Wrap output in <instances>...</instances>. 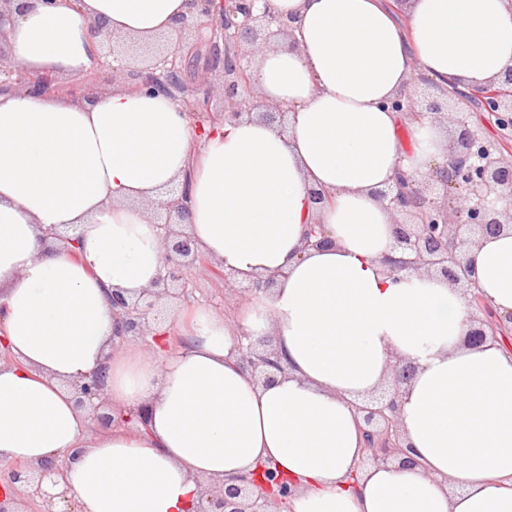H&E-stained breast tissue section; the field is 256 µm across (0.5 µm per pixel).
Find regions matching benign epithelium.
I'll return each instance as SVG.
<instances>
[{"instance_id": "obj_1", "label": "benign epithelium", "mask_w": 512, "mask_h": 512, "mask_svg": "<svg viewBox=\"0 0 512 512\" xmlns=\"http://www.w3.org/2000/svg\"><path fill=\"white\" fill-rule=\"evenodd\" d=\"M196 14L180 21V29L194 23L204 34L199 43L204 46L206 72L221 76L224 106L212 108L210 93L199 94L189 88L183 78V60L197 51V46L182 43H153L140 47L146 57L144 66L132 73V86L168 94L190 91L193 99L205 106L210 121L233 122L259 111L261 117L273 123L284 122L288 109L281 105H266L251 96V64L258 45H267L275 36L286 34L287 24L268 6L267 0H191ZM130 50L126 39L105 35L97 56L122 58ZM54 84L45 74L30 76L26 66L13 61L0 67V88L15 87L41 91ZM512 86V68L501 78L471 93L484 109L495 116L496 122L512 127V94L501 95L498 87ZM457 95L445 91L427 105L413 95L396 99L392 107L403 112L411 122H421L439 114L442 105ZM456 142L448 152L444 168L432 169L413 179L399 174L395 186L377 192L378 199L395 215L394 236L402 256L393 260L391 271L425 270L435 273L454 286L462 288L476 310L474 326L466 342L479 347L495 342L505 325L485 304L481 292L471 278L470 250L480 240L512 230V150L499 142L488 141L472 129L466 113L453 112ZM188 186L174 188L160 204L156 221L165 251L162 270L151 289L130 298L112 293V309L118 319L117 334L123 341L136 338L145 348L150 327L161 316L160 300L172 290L184 291L192 270L205 267L224 284L248 302L258 292H269L276 286L271 276L248 284L238 281L226 271L216 268L199 255L192 238L174 229L186 215ZM328 243L321 225L312 224L305 233L304 246L318 248ZM225 320L237 332L236 352L243 369L256 382L269 385L277 374L284 372L273 346L253 340L235 317ZM415 366L397 360L392 365L390 384L369 401L357 406L362 414V433L366 442L363 464H388L397 461L404 466L415 464L410 448L402 443L399 429V397L404 386L413 379ZM75 404L88 412L99 427L108 428L115 417L100 413L110 400L105 375L99 370L71 384ZM64 467L53 460L38 463H16L0 470V512H21L23 492L35 501L33 512H78L68 489L57 493L45 491L44 484H60ZM267 489L277 487L279 500L292 494V487L271 467L261 471ZM272 502L256 496L251 483L226 484L218 490L203 488L197 512H273Z\"/></svg>"}]
</instances>
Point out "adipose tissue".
<instances>
[{
	"instance_id": "1",
	"label": "adipose tissue",
	"mask_w": 512,
	"mask_h": 512,
	"mask_svg": "<svg viewBox=\"0 0 512 512\" xmlns=\"http://www.w3.org/2000/svg\"><path fill=\"white\" fill-rule=\"evenodd\" d=\"M289 34L259 49L255 118L194 126L184 102L123 86L94 101L0 92V466L74 454L80 512H195L200 484L275 468L283 512H512V350L467 345L463 289L400 257L376 196L399 172L445 165L448 137L391 106L413 71L475 89L512 67V0H269ZM189 0H34L0 46L32 74L75 76L107 32L176 39ZM188 185L185 231L241 279L276 276L238 311L286 371L255 383L223 315L154 327V359L120 348L112 291L152 288L163 265L153 206ZM323 190L318 204L310 189ZM328 246L305 248L307 225ZM71 238L47 237V228ZM472 278L512 315V233L471 251ZM189 338L172 351L173 329ZM414 365L400 429L415 465L365 467L355 402ZM106 368L113 408L139 429L97 432L71 382Z\"/></svg>"
}]
</instances>
